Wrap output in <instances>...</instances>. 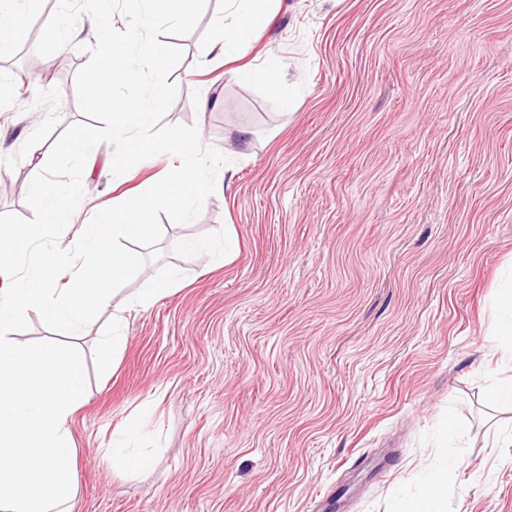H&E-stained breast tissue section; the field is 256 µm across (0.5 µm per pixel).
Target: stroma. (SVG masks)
<instances>
[{
    "mask_svg": "<svg viewBox=\"0 0 512 512\" xmlns=\"http://www.w3.org/2000/svg\"><path fill=\"white\" fill-rule=\"evenodd\" d=\"M223 15L209 0L168 37L184 59L165 120L229 151L231 185L190 223L161 217L160 258L113 299L182 274L126 312L118 363L87 373L73 512H393L437 480L441 512H512V447L492 445L512 430L495 394L512 373L495 334L512 274V0H273L231 62L211 50ZM42 28L23 18L0 48V213L26 219L29 147L85 122L74 75L96 42L85 16L75 45L30 56ZM269 65L290 108L252 76ZM112 153L89 156L62 246L170 166L116 176ZM227 224L231 259L182 252ZM136 409L154 458L117 477L100 456Z\"/></svg>",
    "mask_w": 512,
    "mask_h": 512,
    "instance_id": "35a3bbf8",
    "label": "stroma"
}]
</instances>
